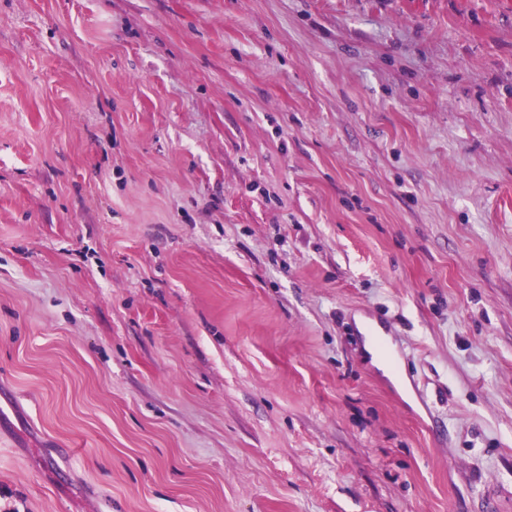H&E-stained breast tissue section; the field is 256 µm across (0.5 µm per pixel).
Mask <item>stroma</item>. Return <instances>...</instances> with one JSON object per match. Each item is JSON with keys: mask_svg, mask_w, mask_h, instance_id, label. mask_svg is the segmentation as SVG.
I'll use <instances>...</instances> for the list:
<instances>
[{"mask_svg": "<svg viewBox=\"0 0 512 512\" xmlns=\"http://www.w3.org/2000/svg\"><path fill=\"white\" fill-rule=\"evenodd\" d=\"M0 512H512V0H0Z\"/></svg>", "mask_w": 512, "mask_h": 512, "instance_id": "1", "label": "stroma"}]
</instances>
